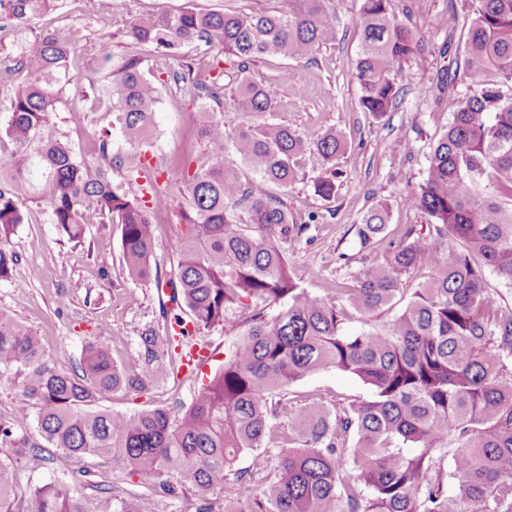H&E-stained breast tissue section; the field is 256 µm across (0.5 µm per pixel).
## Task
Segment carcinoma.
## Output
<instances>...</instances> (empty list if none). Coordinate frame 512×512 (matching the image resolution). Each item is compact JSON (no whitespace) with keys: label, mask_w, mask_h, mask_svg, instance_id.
<instances>
[{"label":"carcinoma","mask_w":512,"mask_h":512,"mask_svg":"<svg viewBox=\"0 0 512 512\" xmlns=\"http://www.w3.org/2000/svg\"><path fill=\"white\" fill-rule=\"evenodd\" d=\"M286 13L147 15L123 29L127 50L104 47L97 75L85 92L95 112L114 115L135 138L155 123L160 88L144 51L180 62L175 82L195 98L230 100L249 121L230 132L224 120L202 127L209 154L190 177L176 175L183 203V237L176 261L160 272L154 259V209L142 196L112 183V127L102 130L96 162L46 133L68 85L78 51L64 30L25 36L35 18L63 0H0L18 35V68L29 80L6 95L8 116L0 141L12 144L0 165V281L13 278L12 235L24 223V204L41 198L51 223L71 242L91 224L121 225V274L135 287L168 286L171 307L147 326L121 369L108 350L89 341L78 370L58 367L43 339L0 311V380L21 388L13 417L0 421V512H14V463L41 469L45 457L18 426L33 420L51 448L81 461L112 457L145 492L206 500L224 482L234 485L241 512H512V308L502 307L486 282L490 269L512 285V0H471L467 28L469 83L446 71L444 87L456 108L435 142L419 190L407 205L434 220L422 232L404 224L386 232L388 206L355 225L360 251L385 240L383 261L355 273L354 286L332 295L299 284L289 251L308 225L289 219L287 203L271 187L300 175L299 158L317 151L331 161L343 150L334 132L315 143L276 120L272 84L256 80L250 65L263 55L303 58L335 40L325 0H295ZM392 0H362L355 17L360 49L354 74L364 111L380 117L400 101L395 66L421 40L398 24ZM189 44L218 46L236 66L203 81L186 61ZM492 73L495 80L485 79ZM233 148L252 172L242 181L226 160ZM341 172L327 169L315 195H336ZM422 268L429 281L407 289ZM405 306L381 327L349 331L347 308L362 314ZM220 327L234 335L224 364L173 414L157 407L135 414L95 410L118 389L143 392L180 365L174 336H201ZM349 373L367 385L366 398L331 406L290 405L288 389L322 370ZM288 410V430L276 426ZM253 453L252 464L238 468ZM22 512H88L77 482L50 477L30 491ZM110 512H141L139 495L112 496Z\"/></svg>","instance_id":"carcinoma-1"}]
</instances>
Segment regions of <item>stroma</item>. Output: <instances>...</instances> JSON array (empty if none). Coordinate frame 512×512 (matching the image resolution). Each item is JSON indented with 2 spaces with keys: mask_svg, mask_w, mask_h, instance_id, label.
<instances>
[{
  "mask_svg": "<svg viewBox=\"0 0 512 512\" xmlns=\"http://www.w3.org/2000/svg\"><path fill=\"white\" fill-rule=\"evenodd\" d=\"M189 1L201 11L285 12L293 6L292 0H125L119 23L105 27L96 14L77 16L73 0H67L58 11L34 21V29H64L79 37L80 58L70 69L71 83L50 120L52 131L68 140L79 155L93 159L101 131L109 122L103 113L90 111L81 96L93 77L90 62L100 47L124 50L122 23L148 13L175 14ZM361 3L329 0L336 23L332 43L316 47L301 59L265 56L251 67L255 78L273 83L281 102L279 119L308 141H317L331 130L344 141L343 151L332 163L343 173L333 198L324 200L313 192L315 178L329 164L314 151L302 158L299 180L278 191L294 222L309 227V242L291 252L290 261L301 285L319 295L351 283L361 265L382 261L384 245L360 252L353 231L378 204L388 205L390 227L429 223L428 215L409 208L404 199L422 183L432 146L455 109L453 97L435 88L442 70H458L459 85L467 83L468 0H393L397 21L421 37L422 47L396 69L402 104L379 118L365 112L351 71L360 41L353 20ZM148 65L160 87L157 123L135 139L114 132L112 152L142 150L159 172L169 175L179 169L193 174L206 152L200 103L176 88L172 73L177 61L152 51ZM424 86L432 87V95H420ZM181 200L177 183H169L167 207L158 213L155 228L154 257L163 270L176 258L181 227L171 210ZM25 212V222L10 247L19 256L13 275L26 283L27 294L17 297L9 283L0 282V310L43 336L47 352L64 369L79 365L82 348L90 340L107 346L117 364L127 367L141 332L158 319L160 302L155 285L149 283L138 286V304H126L129 285L120 271V225H92L84 241L75 243L58 234L46 203L27 204ZM199 385L196 378L162 379L145 393L112 392L101 397L98 406L127 414L154 407L175 411L190 402ZM369 394L368 386L357 378L333 369L317 371L289 389L297 406ZM23 432L30 444L42 447L48 463L40 470L16 465V501H23L30 488L49 476L66 480L81 476L80 492L90 512L108 508L100 485L128 490L124 471L111 461L69 459L45 447L32 423Z\"/></svg>",
  "mask_w": 512,
  "mask_h": 512,
  "instance_id": "35a3bbf8",
  "label": "stroma"
}]
</instances>
